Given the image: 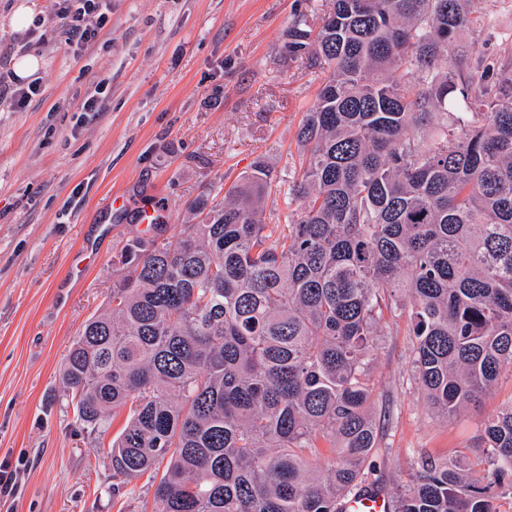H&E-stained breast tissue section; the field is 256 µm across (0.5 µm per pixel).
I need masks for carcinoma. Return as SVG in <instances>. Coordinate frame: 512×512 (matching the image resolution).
Returning a JSON list of instances; mask_svg holds the SVG:
<instances>
[{"instance_id":"carcinoma-1","label":"carcinoma","mask_w":512,"mask_h":512,"mask_svg":"<svg viewBox=\"0 0 512 512\" xmlns=\"http://www.w3.org/2000/svg\"><path fill=\"white\" fill-rule=\"evenodd\" d=\"M479 3L332 0L314 44L288 31L327 75L287 189L259 157L224 202L191 203L196 222L117 251L62 372L83 432L127 411L112 490L146 475L154 512H342L383 491L381 325L409 322L413 383L442 418L512 368V59L456 52ZM481 441L474 461L421 459L393 512H497L512 403Z\"/></svg>"}]
</instances>
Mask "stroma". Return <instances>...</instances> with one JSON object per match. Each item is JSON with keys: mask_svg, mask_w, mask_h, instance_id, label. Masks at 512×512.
<instances>
[{"mask_svg": "<svg viewBox=\"0 0 512 512\" xmlns=\"http://www.w3.org/2000/svg\"><path fill=\"white\" fill-rule=\"evenodd\" d=\"M30 24L13 29L19 7ZM330 0H112L80 54L63 50L54 0H0V83L26 54L40 58L23 107L0 96V459L28 464L18 504L0 512H152L145 481L112 490L108 448L123 427L91 437L62 381L80 325L102 310L112 258L142 231L147 204L189 224L191 201L223 190L258 157L293 178L296 131L325 77L285 44L295 22L317 34ZM463 44L487 61L512 57V0H482ZM105 83L100 111L79 113ZM127 206L113 211V198ZM370 369L386 495L421 457L481 454V428L512 402V368L477 406L434 416L412 382L406 322L379 328Z\"/></svg>", "mask_w": 512, "mask_h": 512, "instance_id": "1", "label": "stroma"}]
</instances>
